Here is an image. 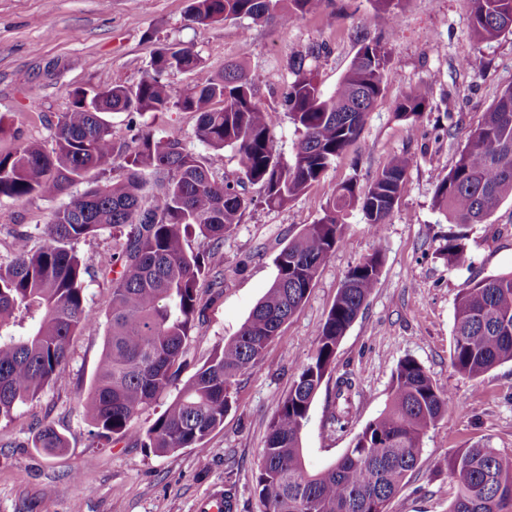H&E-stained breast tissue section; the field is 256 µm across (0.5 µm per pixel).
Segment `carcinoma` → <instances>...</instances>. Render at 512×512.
Segmentation results:
<instances>
[{"instance_id":"carcinoma-1","label":"carcinoma","mask_w":512,"mask_h":512,"mask_svg":"<svg viewBox=\"0 0 512 512\" xmlns=\"http://www.w3.org/2000/svg\"><path fill=\"white\" fill-rule=\"evenodd\" d=\"M324 0H192L197 24L278 17L288 25L321 9ZM472 45L512 33V0H467ZM191 71L195 81L180 94L163 77ZM288 116L299 138L292 160L276 153L278 112L256 98L253 79L240 64L216 75L188 47L164 46L150 56L135 85L103 91L75 89L71 105L53 124L51 147L25 143L0 154V198L69 195L88 174L93 185L71 196L42 227V244L14 235L12 257L0 262V418L55 383L69 357L70 337L105 319L103 351L89 392L80 399L97 434L143 440L159 454L201 450L224 423L237 377L257 363L281 327L306 301L320 268L345 241L344 216L357 208L380 236L398 204L408 155L389 158L370 187L341 183L323 216L275 257L277 275L236 334L179 390L145 434L134 421L166 394L181 366L197 314L201 283L224 287V237L254 204L242 188L259 189V202L286 206L318 182L359 136L372 105L389 79L387 56L377 40H362L334 92L327 94L305 58L294 64ZM221 106L213 107L214 102ZM425 97L406 93L396 105L404 119L426 109ZM192 112L196 136L215 152L235 151L241 177L215 178L212 161L178 138L145 132L137 147L114 138L107 114ZM512 199V87L505 89L467 136V145L437 185L434 207L460 231L437 252L466 261L465 228L488 220ZM112 230V289L101 309L85 297L88 266L75 244ZM197 246H192L190 239ZM383 246L346 273L336 301L314 336L313 354L279 402L264 442L255 489L265 512H387L389 500L416 468L427 433L445 419L448 396L413 359L392 373L388 401L334 463L308 471L301 433L324 379L336 368V350L378 281ZM512 362V272L470 283L455 303L454 369L477 378ZM352 374L336 377L326 421L336 432L353 425ZM61 454L67 439L44 426L32 441ZM455 486L449 512H512V455L487 446L458 448L448 456Z\"/></svg>"}]
</instances>
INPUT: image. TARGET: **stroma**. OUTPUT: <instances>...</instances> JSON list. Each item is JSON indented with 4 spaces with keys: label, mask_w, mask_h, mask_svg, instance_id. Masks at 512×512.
<instances>
[{
    "label": "stroma",
    "mask_w": 512,
    "mask_h": 512,
    "mask_svg": "<svg viewBox=\"0 0 512 512\" xmlns=\"http://www.w3.org/2000/svg\"><path fill=\"white\" fill-rule=\"evenodd\" d=\"M190 0H0V154L23 142L49 143L47 122L67 111L74 89L137 83L152 52L169 44L192 47L212 72L242 63L255 80L256 97L277 111L274 146L284 160L298 135L283 105L294 79L291 59L309 49L325 91H333L362 38L380 39L388 51L390 77L372 106L358 140L332 162L319 182L280 209L251 206L224 239L227 275L223 288L202 291L201 314L185 349L178 382H186L216 346L234 336L276 277L274 259L289 239L315 223L342 182L368 188L384 162L408 154L412 164L383 244L368 233L359 210L346 216L345 246L320 269L307 300L267 346L260 362L244 371L233 390L224 423L205 442V453L185 448L158 454L128 440L97 436L78 399L86 395L98 365L103 328L72 336L70 358L59 380L0 419V512H198L211 490L232 484L234 512H261L255 473L271 418L300 369L313 339L336 300L346 272L375 246L384 263L356 321L336 353V371L352 373L356 427L383 410L397 364L418 362L448 396V418L429 431L414 472L390 500L387 512H448L455 489L444 463L455 449L489 444L512 454V363L470 379L452 366L456 298L466 283L512 270V201L502 202L483 224L471 225L467 259L454 264L436 249L453 226L435 210L437 184L448 174L500 92L512 85V34L471 50L466 0H402L400 26L371 0H325L318 13L282 26L277 18L198 25L188 21ZM469 64H461L463 52ZM425 96L422 115L396 113L403 93ZM117 138L143 128L156 137L181 140L213 158L217 177L237 178L231 150L213 154L195 135L189 112L115 114ZM64 198L33 196L0 200V259L12 256L13 234L39 238ZM75 248L92 270L87 302L99 306L111 282L99 268L112 254V234L79 241ZM335 380L325 378L302 432L309 469L319 471L348 448L352 436L332 431L326 416ZM52 425L69 441L57 456L31 447L40 428Z\"/></svg>",
    "instance_id": "1"
}]
</instances>
